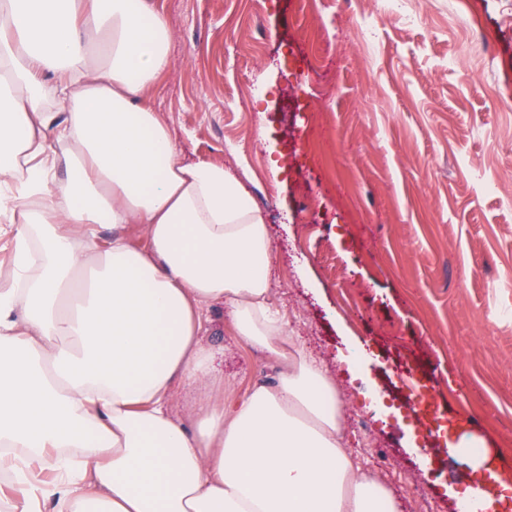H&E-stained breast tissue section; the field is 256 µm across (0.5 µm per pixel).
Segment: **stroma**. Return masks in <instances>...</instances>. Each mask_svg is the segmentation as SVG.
<instances>
[{"mask_svg": "<svg viewBox=\"0 0 512 512\" xmlns=\"http://www.w3.org/2000/svg\"><path fill=\"white\" fill-rule=\"evenodd\" d=\"M152 2L172 38L149 102L187 161L235 172L263 214L271 299L334 377L348 448L397 512H458L473 474L454 436L512 448V0H405L409 27L381 0ZM205 315L225 400L276 383L224 304ZM408 369L441 428L415 414Z\"/></svg>", "mask_w": 512, "mask_h": 512, "instance_id": "stroma-1", "label": "stroma"}]
</instances>
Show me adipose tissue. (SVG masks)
Masks as SVG:
<instances>
[{
  "mask_svg": "<svg viewBox=\"0 0 512 512\" xmlns=\"http://www.w3.org/2000/svg\"><path fill=\"white\" fill-rule=\"evenodd\" d=\"M170 39L150 0H0V62L20 64L0 91L13 244L0 274V468L13 477L0 500L12 512H392L387 483L344 442L335 383L271 305L261 211L224 166L185 161L145 102ZM50 130L66 152L48 149ZM103 224L107 245H87ZM216 301L234 336L282 366L229 403L202 341ZM178 385L202 390L189 426L169 412ZM48 460L53 480H34Z\"/></svg>",
  "mask_w": 512,
  "mask_h": 512,
  "instance_id": "1",
  "label": "adipose tissue"
}]
</instances>
